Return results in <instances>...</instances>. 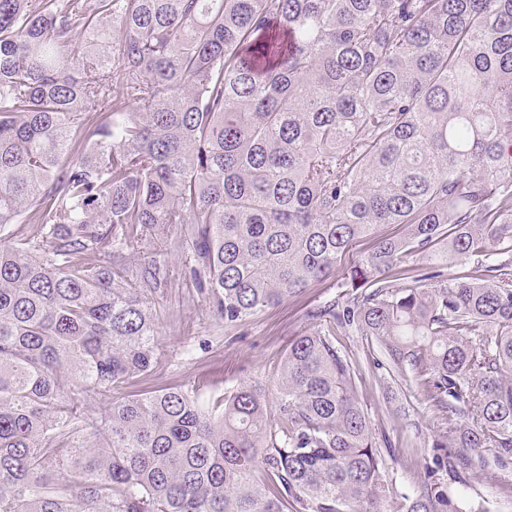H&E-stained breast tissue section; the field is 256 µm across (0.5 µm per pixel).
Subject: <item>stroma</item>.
<instances>
[{
    "instance_id": "35a3bbf8",
    "label": "stroma",
    "mask_w": 512,
    "mask_h": 512,
    "mask_svg": "<svg viewBox=\"0 0 512 512\" xmlns=\"http://www.w3.org/2000/svg\"><path fill=\"white\" fill-rule=\"evenodd\" d=\"M342 295L332 281L316 283L301 297L230 328L211 314L195 291L167 289L154 301L160 318V350L151 382L159 387L190 382L199 385L206 398L252 380L265 386L268 395H275L290 341L311 325L308 312ZM339 342L361 378L358 391L363 402L368 409H384L382 427L395 448L386 459L390 477L404 489H413L423 477V457L432 443L434 413L429 403L389 376L382 366V352L367 347L362 336L352 332ZM485 459L487 465L471 478L467 495L487 512H512V463L498 466L490 450Z\"/></svg>"
}]
</instances>
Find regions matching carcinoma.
<instances>
[{
    "label": "carcinoma",
    "instance_id": "1",
    "mask_svg": "<svg viewBox=\"0 0 512 512\" xmlns=\"http://www.w3.org/2000/svg\"><path fill=\"white\" fill-rule=\"evenodd\" d=\"M172 228L227 326L345 289L276 419L254 381L120 394L171 285L125 253ZM0 235V512H485L461 487L512 457V0H0ZM348 330L435 412L409 493Z\"/></svg>",
    "mask_w": 512,
    "mask_h": 512
}]
</instances>
